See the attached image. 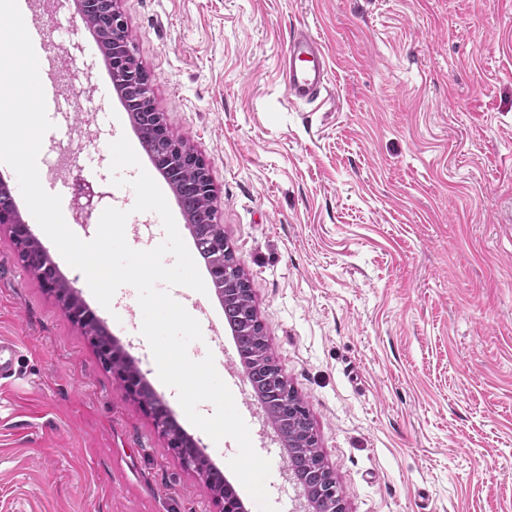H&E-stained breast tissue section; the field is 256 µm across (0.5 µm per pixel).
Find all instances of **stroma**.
<instances>
[{
  "label": "stroma",
  "instance_id": "obj_1",
  "mask_svg": "<svg viewBox=\"0 0 512 512\" xmlns=\"http://www.w3.org/2000/svg\"><path fill=\"white\" fill-rule=\"evenodd\" d=\"M97 94L101 138L72 178H110L97 45L75 6L23 0ZM130 48L171 133L207 161L219 224L267 342L309 411L346 512H512V0H119ZM308 27L328 53L312 104H290L281 58ZM47 250L118 344L139 335L131 286L110 307ZM0 512H219L149 410L0 226ZM131 357L171 417L258 512L236 446L187 419L147 342ZM278 512L306 498L272 459Z\"/></svg>",
  "mask_w": 512,
  "mask_h": 512
}]
</instances>
